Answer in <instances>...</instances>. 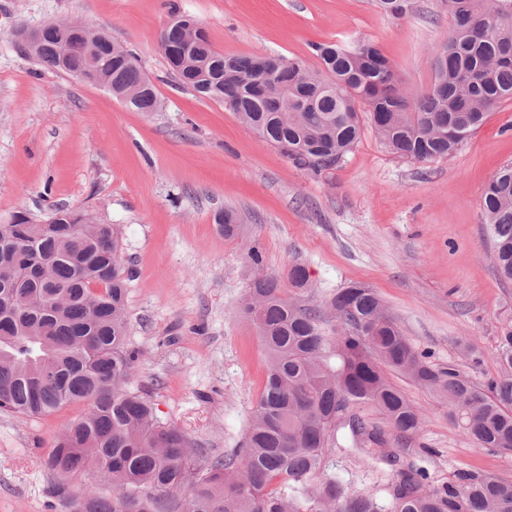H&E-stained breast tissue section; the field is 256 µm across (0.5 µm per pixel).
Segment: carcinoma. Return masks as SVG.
Masks as SVG:
<instances>
[{
	"label": "carcinoma",
	"mask_w": 512,
	"mask_h": 512,
	"mask_svg": "<svg viewBox=\"0 0 512 512\" xmlns=\"http://www.w3.org/2000/svg\"><path fill=\"white\" fill-rule=\"evenodd\" d=\"M445 4L455 26L437 51L430 89L412 105L369 41L353 48L313 43L318 66L310 67L225 56L202 30L168 64L181 85L228 104L242 124L278 149L288 146L283 155L315 176L358 144L362 111L393 154L418 162L448 157L493 108L512 100V0ZM378 5L403 16L412 0ZM189 24L197 21L173 19L166 39H182ZM100 36L98 74L112 82V96L133 111H157L160 101L136 57ZM33 58L63 73L86 63L78 42L61 60L51 33ZM482 209L498 272L512 280V163L489 181ZM237 221L232 210L218 214L227 238L237 235ZM119 234L115 224L0 228V409L39 416L88 405L41 460L59 477L54 492L73 512H379L374 491L349 490L327 459L341 437L379 441L359 413L363 406L400 437L418 435L424 415L389 381L388 369L432 392L448 407V423L477 447L512 453V317L500 326V371L476 382L458 363L436 364L417 350L373 289L352 283L323 308L303 305L263 273L253 246L247 256L255 275L241 313L265 348V386L239 454L210 456L129 388L135 355ZM288 282L307 288L305 268L292 266ZM328 318L337 323L334 336L326 335ZM89 471L112 495L92 485L75 503L67 481ZM386 490L390 512H512V480L478 471L432 485L425 471L403 464Z\"/></svg>",
	"instance_id": "obj_1"
}]
</instances>
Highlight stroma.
I'll list each match as a JSON object with an SVG mask.
<instances>
[{
	"mask_svg": "<svg viewBox=\"0 0 512 512\" xmlns=\"http://www.w3.org/2000/svg\"><path fill=\"white\" fill-rule=\"evenodd\" d=\"M197 19L214 50L313 62L310 45L376 43L408 99L425 93L452 18L444 0H414L403 16L373 0H0V224L20 211L44 220L59 208L120 225L127 282L132 388L147 392L163 423L215 457L240 448L263 390L266 354L238 305L264 271L286 280L303 265V301L326 302L358 282L373 288L413 345L433 362H458L476 380L500 368L498 326L512 313L481 198L512 162V101L454 155L425 162L391 154L371 125L333 170L313 176L243 127L224 103L179 85L159 44L171 11ZM75 21L134 53L163 108L134 112L105 89L39 66L19 48V26ZM244 231L225 238L218 212ZM473 344L478 361L465 356ZM389 380L422 410L415 440L386 429V446L333 449L350 490L385 487L397 453L432 482L476 470L512 480V455L477 447L448 422L429 391ZM88 410L48 416L0 410V512H68L41 466L65 429Z\"/></svg>",
	"mask_w": 512,
	"mask_h": 512,
	"instance_id": "stroma-1",
	"label": "stroma"
}]
</instances>
